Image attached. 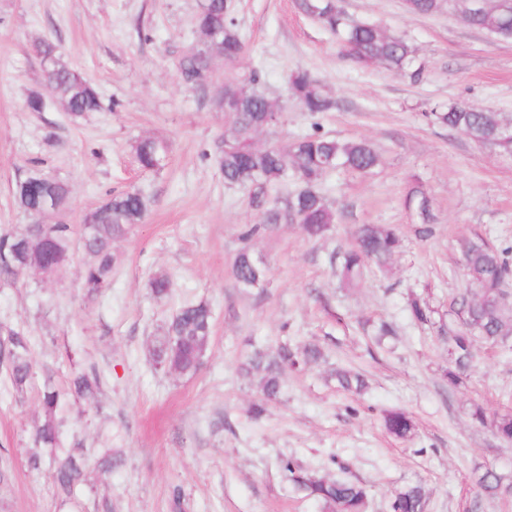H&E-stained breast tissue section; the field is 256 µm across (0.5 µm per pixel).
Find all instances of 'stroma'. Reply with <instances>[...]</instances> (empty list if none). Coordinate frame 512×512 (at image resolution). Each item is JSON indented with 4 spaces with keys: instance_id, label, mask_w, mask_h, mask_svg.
Segmentation results:
<instances>
[{
    "instance_id": "stroma-1",
    "label": "stroma",
    "mask_w": 512,
    "mask_h": 512,
    "mask_svg": "<svg viewBox=\"0 0 512 512\" xmlns=\"http://www.w3.org/2000/svg\"><path fill=\"white\" fill-rule=\"evenodd\" d=\"M245 37L235 69L263 74L262 89L282 113L255 145L285 144L319 130L369 140L380 157L373 172L336 171L321 190L336 222L319 240L282 223L243 242L261 211L251 194L227 187L215 158L224 114L210 91L182 83L178 59L200 40L199 0H0V231H21L26 217L11 186L41 160L69 183L63 216L79 223L107 192L135 189L149 200L141 224L114 240L117 266L106 288L88 292L91 257L73 248L54 274L31 271L0 285V328L32 341V388L16 394L0 375V465L11 489L0 512H323L288 481L280 461L325 479L360 482L365 512H390L394 491L421 485L427 512H512V442L495 423L512 418V336L474 342L473 366L457 371L452 337L465 334L450 307L469 289L461 238L486 237L512 263V155L459 130L430 123L437 105L470 103L512 120V40L467 25L457 14L417 15L405 0H340L353 19L402 35L417 50L419 77L349 59L335 36L297 0H233ZM54 41L69 66L93 83L103 105L72 121L44 84L32 44ZM308 72L336 102L311 116L293 97L288 76ZM40 96L42 111L30 109ZM165 142L156 172L140 169L138 139ZM420 186L430 221L407 201ZM432 232L418 233L422 224ZM362 224H390L399 246L385 266H368L343 285L333 257ZM268 269L260 288H238L233 263L242 247ZM168 274L172 291L154 297L150 279ZM431 311L416 321L412 299ZM213 309L209 348L193 375L152 365L150 350L183 303ZM392 327L381 338V324ZM319 346L321 361L288 367L282 392L259 419L258 372L242 366L255 350ZM96 368L101 391L65 413L61 438L85 440L88 458L80 507L62 503L47 472L30 470L25 450L43 419L45 382L64 385ZM366 380L364 391L339 387L336 368ZM483 408L485 420L474 416ZM397 411L414 423L398 438L383 425ZM112 456L111 472L100 460ZM503 477L498 494L481 492L485 469Z\"/></svg>"
}]
</instances>
